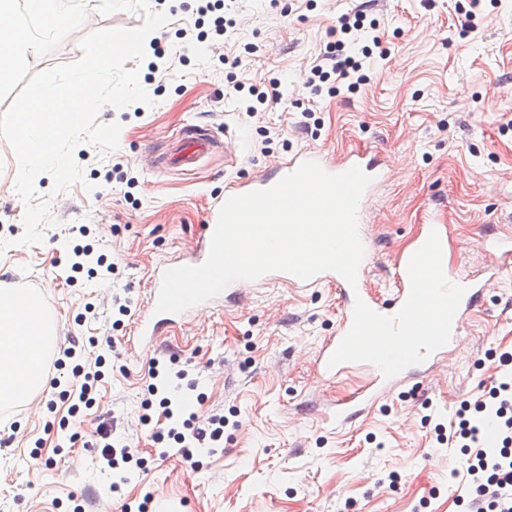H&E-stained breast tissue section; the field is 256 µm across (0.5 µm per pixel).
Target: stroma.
<instances>
[{"label": "stroma", "mask_w": 512, "mask_h": 512, "mask_svg": "<svg viewBox=\"0 0 512 512\" xmlns=\"http://www.w3.org/2000/svg\"><path fill=\"white\" fill-rule=\"evenodd\" d=\"M101 0H58L77 26L37 25L9 83L0 113L38 71L81 56L79 42L101 28L141 26L134 10L100 14ZM466 0H218L198 16V0H151L169 21L152 32L165 53L155 65L127 61L153 106L103 107L98 123H119L116 149L78 144L84 181L54 191L41 175L30 201L15 191L18 162L0 137V285L20 279L44 287L58 325L53 346L67 368L106 360L81 440L66 426L68 378L0 418V512H120L123 501L146 512H460L449 477L455 449L438 444L447 422L479 380L494 374L491 353L512 347V277L490 284L465 322L463 340L426 379L397 389L345 426L331 418L337 399L363 387L352 371L322 376L316 355L336 332L342 303L335 288L279 281L246 289L229 307L200 312L139 344L137 314L158 262L188 250L210 206L237 182L274 171L302 148L339 157L370 150L385 177L369 200L365 223L375 239L368 286L390 298L398 256L422 225L449 226L447 259L483 268L482 238L512 227V0L485 5L477 32L462 33ZM363 10L390 50L372 62L359 88L316 93L310 69L336 38L341 15ZM234 18L217 33L216 15ZM238 65L225 64V57ZM281 81V105L247 113L239 104ZM217 148L190 170L162 167L187 126ZM93 191H86L85 183ZM49 208L43 241L21 244L27 205ZM92 250L113 267L74 268ZM126 304L128 313L118 311ZM160 380L179 382L199 424L228 418L224 445L189 468L163 458L143 414L151 360ZM432 415L433 425L423 422ZM136 444L142 467L107 470L91 444L99 424ZM53 459L34 466L32 453ZM120 492H111L112 483Z\"/></svg>", "instance_id": "obj_1"}]
</instances>
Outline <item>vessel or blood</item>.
I'll use <instances>...</instances> for the list:
<instances>
[{"label":"vessel or blood","mask_w":512,"mask_h":512,"mask_svg":"<svg viewBox=\"0 0 512 512\" xmlns=\"http://www.w3.org/2000/svg\"><path fill=\"white\" fill-rule=\"evenodd\" d=\"M208 148L204 139L190 137L177 147L173 161L184 168L194 167L200 161ZM317 162L325 171L331 174L346 172L352 167H360L367 175L377 176L378 170L375 164L360 151H353L341 159H328L321 153L310 149L297 151L291 158L284 162L276 175L270 177H258L246 182H240L231 186L228 196H237L257 189H266L275 185L279 177L294 171L302 162ZM218 206H211L205 216L203 232L196 244L184 257L180 258V265L197 266L202 264L209 253L211 237L218 219ZM438 233L440 238H447L446 225H423L410 250L404 251L398 258L395 268V288L391 299L383 301L375 297L365 286V279L373 262L374 241L367 230H360L359 235L364 247V255L360 263L356 284H349L340 274L333 271H324L308 280H301L296 276L275 271L265 274V281L281 280L289 285L301 287H318L328 283L335 287L343 312L338 329L334 336L326 338L317 355V366L323 376L329 379H340L342 375L359 366L347 362L337 366H330L329 359L337 349L342 336L350 329L353 321V311L356 301H363L374 311L384 314H395L405 303L410 291V279L407 271L409 261L414 250L420 249L426 242L430 233ZM483 247L495 258L494 264L489 268L487 277H479L464 273L453 267H445L444 274L453 283L464 287L465 293L454 317L453 334L449 345L443 346L430 354L422 363L410 366L392 378H384L381 371L372 364L366 363L362 368L369 376V382L354 396L337 400L333 416L337 424L344 425L351 422L356 415L364 413L370 406L387 397L393 389L408 382L428 376L431 369L441 360L447 358L453 345L459 344L461 336L459 331L466 318L477 309L484 299L489 283L498 281L505 273L512 271V230L501 235L484 238ZM169 262L159 263L154 270L153 286L146 298L143 311L135 321V332L139 342L144 344L154 343L163 329L171 324L190 318V311L180 313L161 312L157 309L159 294L162 286L164 272L169 269Z\"/></svg>","instance_id":"obj_1"}]
</instances>
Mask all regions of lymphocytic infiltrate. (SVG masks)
<instances>
[{
	"label": "lymphocytic infiltrate",
	"mask_w": 512,
	"mask_h": 512,
	"mask_svg": "<svg viewBox=\"0 0 512 512\" xmlns=\"http://www.w3.org/2000/svg\"><path fill=\"white\" fill-rule=\"evenodd\" d=\"M340 31L367 30L366 46L360 54H350L342 40L328 46L318 64L311 69L313 80L327 81L330 77L356 88L364 80L363 63L371 57L386 58L388 49L378 26H364L362 12L342 15ZM223 418H211L208 426H200L196 415L185 418L180 427L167 433H155L156 442L170 438L176 444L174 455L181 462L194 464L203 448L216 447L224 438ZM495 424L500 435L496 448L484 447L481 430L484 424ZM438 441L457 444L461 454L455 460L451 478L460 481L465 494L460 502L466 512H512V350L498 357L495 375L487 386H481L475 400L462 401L448 425L435 428Z\"/></svg>",
	"instance_id": "lymphocytic-infiltrate-1"
}]
</instances>
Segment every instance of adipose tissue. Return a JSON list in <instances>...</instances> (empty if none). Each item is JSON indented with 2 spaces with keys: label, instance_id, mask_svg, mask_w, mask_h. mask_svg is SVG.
Listing matches in <instances>:
<instances>
[{
  "label": "adipose tissue",
  "instance_id": "obj_1",
  "mask_svg": "<svg viewBox=\"0 0 512 512\" xmlns=\"http://www.w3.org/2000/svg\"><path fill=\"white\" fill-rule=\"evenodd\" d=\"M56 0H0V83L8 82L17 51L31 42L30 18L55 10ZM30 301L0 289V402L22 401L46 384L37 366L42 356L41 323Z\"/></svg>",
  "mask_w": 512,
  "mask_h": 512
}]
</instances>
